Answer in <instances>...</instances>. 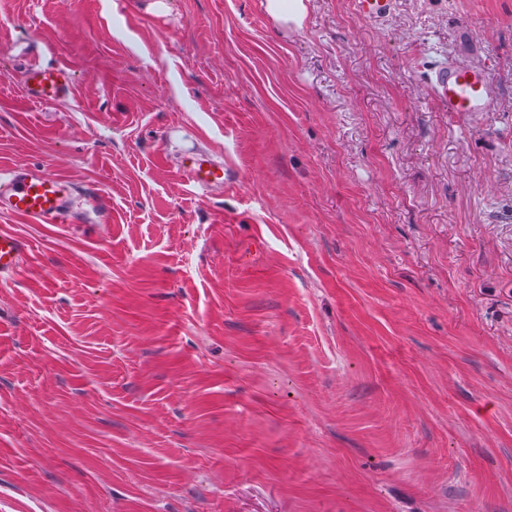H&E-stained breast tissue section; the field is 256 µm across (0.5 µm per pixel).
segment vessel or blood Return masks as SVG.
Listing matches in <instances>:
<instances>
[{
  "label": "vessel or blood",
  "instance_id": "1",
  "mask_svg": "<svg viewBox=\"0 0 512 512\" xmlns=\"http://www.w3.org/2000/svg\"><path fill=\"white\" fill-rule=\"evenodd\" d=\"M392 0H354L357 15L368 21L384 19ZM434 96L452 112H492L497 96L483 67L470 58L438 62L431 78ZM72 86V71L63 65L32 67L24 84V97L31 102H50L66 96ZM185 183L205 191L224 183L223 163L203 153L183 157L180 164ZM72 184L46 166L16 165L0 172V212L43 224H64L73 210ZM28 252L24 239L0 233V275L17 270Z\"/></svg>",
  "mask_w": 512,
  "mask_h": 512
}]
</instances>
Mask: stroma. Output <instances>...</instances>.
Masks as SVG:
<instances>
[{
  "mask_svg": "<svg viewBox=\"0 0 512 512\" xmlns=\"http://www.w3.org/2000/svg\"><path fill=\"white\" fill-rule=\"evenodd\" d=\"M151 2L0 0V170L77 191L0 213V512H512V0ZM265 6L269 15L284 22L299 23L304 10L301 0H266ZM357 15L368 21L384 19L391 11V0H354ZM448 58L434 67L431 80L434 96L450 112H494L497 96L483 67L469 56ZM72 86V70L63 65L32 67L24 84V98L31 102H50L66 96ZM180 171L185 183L195 191L224 185V164L204 153L183 157ZM72 184L47 166L16 165L0 174V212L42 224H67ZM28 252L24 239L0 233V275H8L17 270Z\"/></svg>",
  "mask_w": 512,
  "mask_h": 512,
  "instance_id": "stroma-1",
  "label": "stroma"
}]
</instances>
